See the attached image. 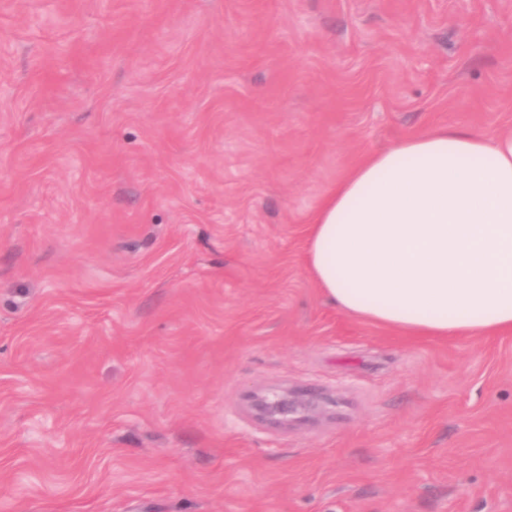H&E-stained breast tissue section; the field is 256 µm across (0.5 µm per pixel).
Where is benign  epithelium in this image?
<instances>
[{"label": "benign epithelium", "mask_w": 512, "mask_h": 512, "mask_svg": "<svg viewBox=\"0 0 512 512\" xmlns=\"http://www.w3.org/2000/svg\"><path fill=\"white\" fill-rule=\"evenodd\" d=\"M327 404V398L319 393L285 388L257 395L251 411L261 421L288 428L325 414Z\"/></svg>", "instance_id": "7a95c632"}]
</instances>
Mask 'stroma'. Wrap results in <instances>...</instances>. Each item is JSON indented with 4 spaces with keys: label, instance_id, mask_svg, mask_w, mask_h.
Segmentation results:
<instances>
[{
    "label": "stroma",
    "instance_id": "obj_1",
    "mask_svg": "<svg viewBox=\"0 0 512 512\" xmlns=\"http://www.w3.org/2000/svg\"><path fill=\"white\" fill-rule=\"evenodd\" d=\"M512 131V0H0V512H512V335L303 254L368 152ZM311 389L281 429L254 394ZM328 403L319 393L285 388L258 394L250 408L257 419L288 428L313 416L324 415Z\"/></svg>",
    "mask_w": 512,
    "mask_h": 512
}]
</instances>
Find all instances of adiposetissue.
<instances>
[{
	"mask_svg": "<svg viewBox=\"0 0 512 512\" xmlns=\"http://www.w3.org/2000/svg\"><path fill=\"white\" fill-rule=\"evenodd\" d=\"M304 261L337 309L402 335L512 332V132L370 154L324 196Z\"/></svg>",
	"mask_w": 512,
	"mask_h": 512,
	"instance_id": "obj_1",
	"label": "adipose tissue"
}]
</instances>
